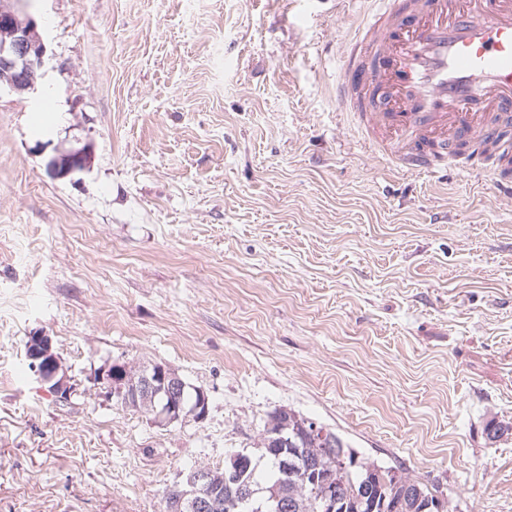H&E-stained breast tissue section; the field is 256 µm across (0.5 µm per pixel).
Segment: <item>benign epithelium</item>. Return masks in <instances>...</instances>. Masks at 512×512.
<instances>
[{
  "label": "benign epithelium",
  "mask_w": 512,
  "mask_h": 512,
  "mask_svg": "<svg viewBox=\"0 0 512 512\" xmlns=\"http://www.w3.org/2000/svg\"><path fill=\"white\" fill-rule=\"evenodd\" d=\"M0 29L10 32L8 39L0 42V71L13 75L9 89L18 93L37 90L39 71L44 65L47 46L38 33L37 23L30 18L26 23H16L14 0H0ZM26 356L32 363L41 382L58 399H67L72 391L66 376L61 374V363L53 352L52 339L44 332L28 337ZM107 393L126 397L128 400L158 402L155 420L171 423L180 418L185 408L180 400L184 382L163 365L140 375L130 377L120 364H113L98 375ZM211 474L192 468L182 473L180 493L169 504V512H207L212 506Z\"/></svg>",
  "instance_id": "7a95c632"
}]
</instances>
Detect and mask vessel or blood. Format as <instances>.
Here are the masks:
<instances>
[{"label":"vessel or blood","instance_id":"vessel-or-blood-1","mask_svg":"<svg viewBox=\"0 0 512 512\" xmlns=\"http://www.w3.org/2000/svg\"><path fill=\"white\" fill-rule=\"evenodd\" d=\"M334 90L380 164L436 173L470 144L466 172L512 198V0H368Z\"/></svg>","mask_w":512,"mask_h":512}]
</instances>
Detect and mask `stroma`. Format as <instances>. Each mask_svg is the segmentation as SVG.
Returning <instances> with one entry per match:
<instances>
[{"label":"stroma","instance_id":"35a3bbf8","mask_svg":"<svg viewBox=\"0 0 512 512\" xmlns=\"http://www.w3.org/2000/svg\"><path fill=\"white\" fill-rule=\"evenodd\" d=\"M362 0H22L37 93L0 89V512H164L290 408L512 512V201L388 174L331 96ZM86 150L83 170L51 160ZM52 338L57 401L25 357ZM204 389L171 424L108 363Z\"/></svg>","mask_w":512,"mask_h":512}]
</instances>
